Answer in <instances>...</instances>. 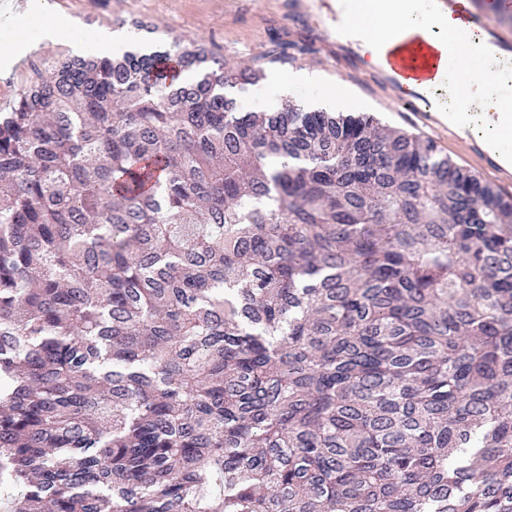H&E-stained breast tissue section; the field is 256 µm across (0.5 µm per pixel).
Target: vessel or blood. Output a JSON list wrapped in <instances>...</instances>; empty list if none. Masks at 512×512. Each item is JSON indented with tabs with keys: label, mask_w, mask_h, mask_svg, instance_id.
Segmentation results:
<instances>
[{
	"label": "vessel or blood",
	"mask_w": 512,
	"mask_h": 512,
	"mask_svg": "<svg viewBox=\"0 0 512 512\" xmlns=\"http://www.w3.org/2000/svg\"><path fill=\"white\" fill-rule=\"evenodd\" d=\"M439 8L451 15L462 16L468 29L488 44L495 46L503 60H512V29L498 23V16L512 17V0H497L495 11H488L479 0H472L469 8H462L460 0H437ZM434 49L428 43H409L400 52L386 54L385 66L377 68L375 75L385 85L391 86L394 94L389 101L392 109L399 112L417 113L425 123H433L430 104L422 87L438 74ZM465 143L471 155L493 170L503 185L512 184V170L506 169L499 153L474 135H467Z\"/></svg>",
	"instance_id": "obj_1"
}]
</instances>
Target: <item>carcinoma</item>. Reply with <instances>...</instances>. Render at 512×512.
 <instances>
[{"label": "carcinoma", "instance_id": "cac0c4a2", "mask_svg": "<svg viewBox=\"0 0 512 512\" xmlns=\"http://www.w3.org/2000/svg\"><path fill=\"white\" fill-rule=\"evenodd\" d=\"M264 77L66 57L0 115L4 512H512V198Z\"/></svg>", "mask_w": 512, "mask_h": 512}]
</instances>
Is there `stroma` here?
Returning a JSON list of instances; mask_svg holds the SVG:
<instances>
[{
	"instance_id": "35a3bbf8",
	"label": "stroma",
	"mask_w": 512,
	"mask_h": 512,
	"mask_svg": "<svg viewBox=\"0 0 512 512\" xmlns=\"http://www.w3.org/2000/svg\"><path fill=\"white\" fill-rule=\"evenodd\" d=\"M39 16L50 4L60 17L72 20V35L82 41L85 52L97 54V31L103 28L123 34V50L153 49L179 41L195 44L223 56L228 65H245L270 50L278 41L305 40L309 53L288 65L265 63V77L258 84L234 90L238 106L245 111L266 112L293 104L309 109L321 94L320 85L300 81L302 73L320 72L323 83H340L353 106L350 115L371 114L383 124L401 128L433 140L443 153L488 182L495 175L482 169L465 147L449 140L442 124H424L409 112L391 111L387 102L391 89L378 83L364 57L353 65L330 64L335 45L326 43L316 18L295 8L292 0H17ZM12 27L0 24V112L10 109L22 89L61 56L71 52L65 43H37L20 50ZM296 77L292 99L282 98L278 81Z\"/></svg>"
}]
</instances>
